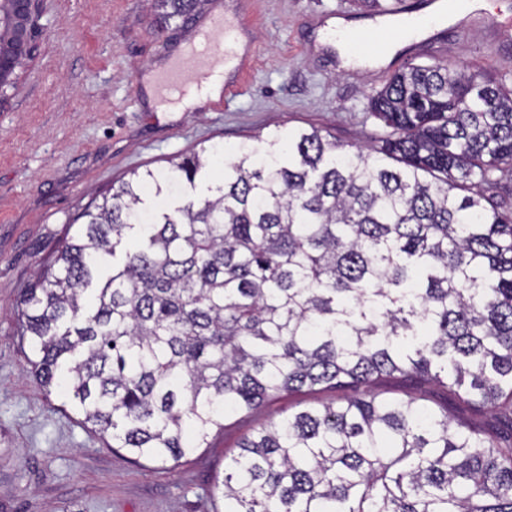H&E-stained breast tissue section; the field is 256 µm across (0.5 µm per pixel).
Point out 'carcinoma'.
I'll return each mask as SVG.
<instances>
[{"label": "carcinoma", "instance_id": "1", "mask_svg": "<svg viewBox=\"0 0 512 512\" xmlns=\"http://www.w3.org/2000/svg\"><path fill=\"white\" fill-rule=\"evenodd\" d=\"M166 20L202 0H156ZM383 128L321 130L145 168L78 214L16 302L41 384L83 423L164 465L282 393L435 383L494 433L413 398L358 395L241 438L224 512H512V85L446 61L395 71ZM175 205L150 209L146 198ZM149 218L150 223L141 220Z\"/></svg>", "mask_w": 512, "mask_h": 512}]
</instances>
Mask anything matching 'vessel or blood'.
Masks as SVG:
<instances>
[{"instance_id": "obj_1", "label": "vessel or blood", "mask_w": 512, "mask_h": 512, "mask_svg": "<svg viewBox=\"0 0 512 512\" xmlns=\"http://www.w3.org/2000/svg\"><path fill=\"white\" fill-rule=\"evenodd\" d=\"M442 0H418L410 10L382 11L376 13L370 25L348 31L331 32L332 40L347 46L357 45L369 35H393L397 41L422 45L432 38L443 24ZM244 28L242 18L225 19L215 15L210 25L201 27L194 44L174 57L158 74L156 87L160 92L171 93L182 90L189 72L200 73L203 80H210L217 73V60L231 61L239 52V34Z\"/></svg>"}]
</instances>
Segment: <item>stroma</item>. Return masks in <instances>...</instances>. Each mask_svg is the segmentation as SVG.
Segmentation results:
<instances>
[{
  "instance_id": "obj_1",
  "label": "stroma",
  "mask_w": 512,
  "mask_h": 512,
  "mask_svg": "<svg viewBox=\"0 0 512 512\" xmlns=\"http://www.w3.org/2000/svg\"><path fill=\"white\" fill-rule=\"evenodd\" d=\"M503 1L512 6L489 0L481 23L453 17L432 51L410 55L400 47L385 65L349 67L322 39L332 12L369 24L371 12L357 0H204L192 16L166 25L152 0H45L46 33L0 112V512H213V479L250 428L212 432L202 448L163 466L136 463L86 428L65 392L40 384L31 346L17 333L15 303L70 232L77 208L130 170L168 169L203 145L223 151L197 175L202 191L234 147L259 135L315 126L369 144L380 129L368 100L403 63L445 59L512 79V9L502 11ZM218 5L244 18L250 33L237 91L219 112L156 111L148 85ZM375 390L417 398L488 432L495 426V411L471 410L435 384L395 376ZM353 393H285L257 419L277 422Z\"/></svg>"
}]
</instances>
